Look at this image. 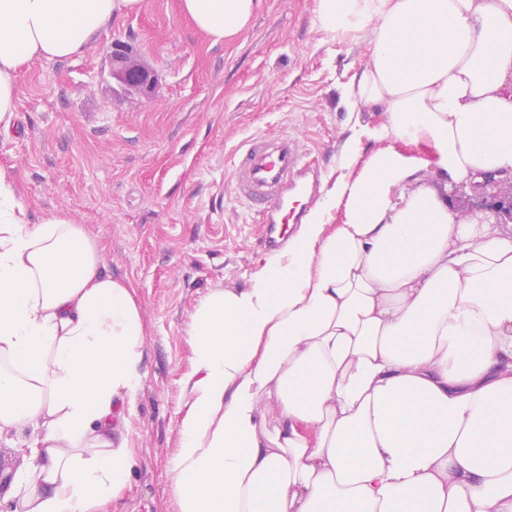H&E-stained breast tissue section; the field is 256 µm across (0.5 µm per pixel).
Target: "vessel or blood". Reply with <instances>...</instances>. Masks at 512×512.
Here are the masks:
<instances>
[{"instance_id":"obj_1","label":"vessel or blood","mask_w":512,"mask_h":512,"mask_svg":"<svg viewBox=\"0 0 512 512\" xmlns=\"http://www.w3.org/2000/svg\"><path fill=\"white\" fill-rule=\"evenodd\" d=\"M317 180L302 146L287 135L252 136L233 162V192L262 214L264 242L271 249L278 245L277 230L302 221V211L288 205L290 195L299 189L313 193Z\"/></svg>"}]
</instances>
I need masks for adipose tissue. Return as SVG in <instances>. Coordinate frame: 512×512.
Listing matches in <instances>:
<instances>
[{"label":"adipose tissue","mask_w":512,"mask_h":512,"mask_svg":"<svg viewBox=\"0 0 512 512\" xmlns=\"http://www.w3.org/2000/svg\"><path fill=\"white\" fill-rule=\"evenodd\" d=\"M142 0H0V132L18 77L79 55ZM259 0H180L213 41ZM364 38L351 106L418 147L340 173L250 288L209 294L188 335L179 512H512V229L461 222L453 186L512 173V0H316ZM434 168L433 185L421 174ZM134 288L62 211L29 221L0 169V432L32 428L13 512H100L137 464L112 441L141 384Z\"/></svg>","instance_id":"1"}]
</instances>
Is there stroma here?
<instances>
[{"label": "stroma", "instance_id": "1", "mask_svg": "<svg viewBox=\"0 0 512 512\" xmlns=\"http://www.w3.org/2000/svg\"><path fill=\"white\" fill-rule=\"evenodd\" d=\"M116 43L150 71V96L120 90ZM367 61L363 41L339 43L320 27L316 0H261L248 27L219 43L179 0H142L113 15L80 56L22 72L0 168L17 180L31 223L63 210L104 247L106 272L133 284L144 324L141 390L123 429L138 466L109 512H178L189 325L212 291L250 287L273 257L260 242L261 216L232 193L235 151L256 134L291 135L320 171V190L330 188L351 128L385 122L377 108L345 102ZM32 438L0 434V512Z\"/></svg>", "mask_w": 512, "mask_h": 512}]
</instances>
